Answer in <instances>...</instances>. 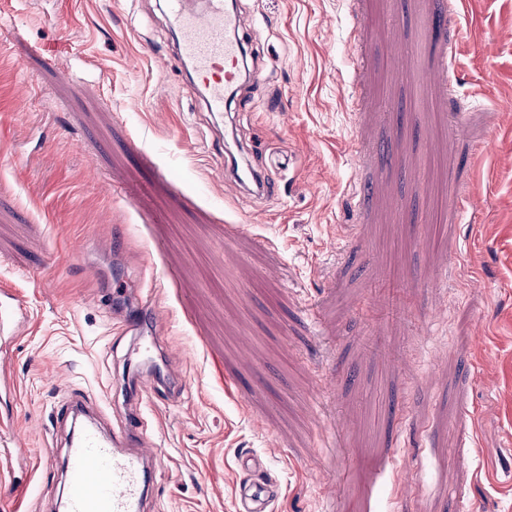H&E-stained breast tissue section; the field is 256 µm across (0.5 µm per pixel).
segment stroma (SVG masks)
Listing matches in <instances>:
<instances>
[{
	"label": "stroma",
	"instance_id": "1",
	"mask_svg": "<svg viewBox=\"0 0 512 512\" xmlns=\"http://www.w3.org/2000/svg\"><path fill=\"white\" fill-rule=\"evenodd\" d=\"M455 2L434 41L435 0H237L261 74L220 133L162 0H0L25 29L0 40V282L29 310L0 512H51L60 472L29 481L70 392L123 407L135 288L184 381L146 410L154 512H232L244 451L275 512H512V0Z\"/></svg>",
	"mask_w": 512,
	"mask_h": 512
}]
</instances>
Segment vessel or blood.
<instances>
[{
  "mask_svg": "<svg viewBox=\"0 0 512 512\" xmlns=\"http://www.w3.org/2000/svg\"><path fill=\"white\" fill-rule=\"evenodd\" d=\"M166 15L178 36L176 55L197 78L200 93L213 115L224 112L228 91L241 76L239 17L226 11L224 0H165ZM27 303L9 286L0 287V345L12 343L26 321ZM131 379L126 412L120 426L105 423L103 409L73 395L55 416L70 434L63 452H49L47 468H61L67 483L58 496L57 512H144L150 478L163 451L146 432L144 409L164 382L151 371L164 330L162 320L143 324L129 320ZM243 477L235 512H272L279 486L257 454L241 458Z\"/></svg>",
  "mask_w": 512,
  "mask_h": 512,
  "instance_id": "vessel-or-blood-1",
  "label": "vessel or blood"
}]
</instances>
